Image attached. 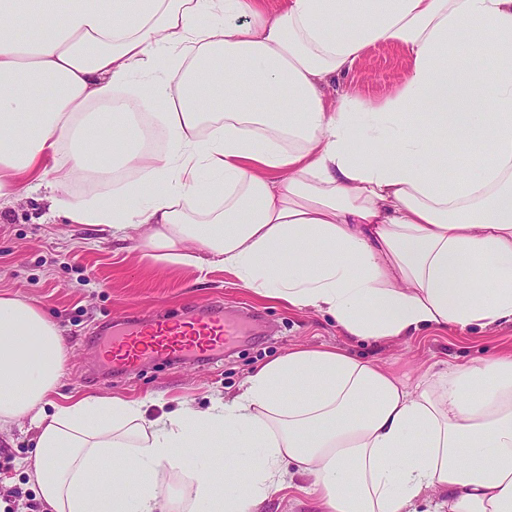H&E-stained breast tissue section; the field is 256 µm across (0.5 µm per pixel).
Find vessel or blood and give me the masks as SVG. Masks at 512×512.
<instances>
[{"label": "vessel or blood", "mask_w": 512, "mask_h": 512, "mask_svg": "<svg viewBox=\"0 0 512 512\" xmlns=\"http://www.w3.org/2000/svg\"><path fill=\"white\" fill-rule=\"evenodd\" d=\"M239 331V323L225 319L221 307L207 305L189 311L181 320L154 313L145 323L112 329L109 344L130 363L160 352L216 355Z\"/></svg>", "instance_id": "b4317fda"}]
</instances>
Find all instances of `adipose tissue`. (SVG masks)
Listing matches in <instances>:
<instances>
[{
    "label": "adipose tissue",
    "mask_w": 512,
    "mask_h": 512,
    "mask_svg": "<svg viewBox=\"0 0 512 512\" xmlns=\"http://www.w3.org/2000/svg\"><path fill=\"white\" fill-rule=\"evenodd\" d=\"M268 2L0 0V207L44 189L67 223L143 228L153 262L224 268L364 340L512 324V0ZM462 34L463 54L492 44L489 64L459 68ZM379 43L407 57L394 95L327 103ZM438 132L476 157L452 181ZM73 170L97 196L68 197ZM64 351L37 306L0 292V434L35 427L27 473L47 512H257L292 471L320 512H412L426 492L435 512H512V353L412 390L296 348L230 401L151 419L120 397L53 401ZM112 465L135 482H94ZM170 468L188 493L166 492Z\"/></svg>",
    "instance_id": "ef3b65f1"
}]
</instances>
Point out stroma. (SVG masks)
I'll list each match as a JSON object with an SVG mask.
<instances>
[{"instance_id":"stroma-1","label":"stroma","mask_w":512,"mask_h":512,"mask_svg":"<svg viewBox=\"0 0 512 512\" xmlns=\"http://www.w3.org/2000/svg\"><path fill=\"white\" fill-rule=\"evenodd\" d=\"M404 54L390 44L368 49L346 75L330 82L325 98L343 95L378 103L393 95L405 77ZM140 231L124 240L90 224H62L49 216L40 192L21 193L0 211V291H9L43 309L59 326L66 352L59 390L122 396L145 403L155 416L180 403L207 408L212 399L237 394L262 364L297 347L333 346L380 365L416 386L432 367L473 361L496 351H512V325L471 326L463 334L427 330L411 338L362 341L345 335L328 315L261 298L242 288L230 272L207 274L143 258ZM218 303L230 316L256 313L260 322L212 362L186 359L171 364L152 357L136 369L107 364L100 327L133 313L183 314ZM34 432L28 420L16 423L0 443V512H22L35 498L20 460L32 457Z\"/></svg>"}]
</instances>
